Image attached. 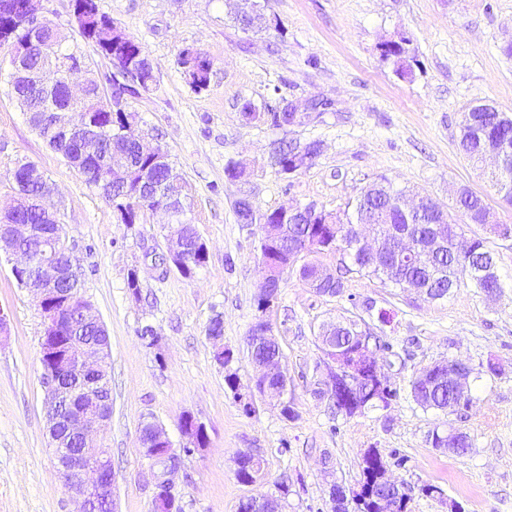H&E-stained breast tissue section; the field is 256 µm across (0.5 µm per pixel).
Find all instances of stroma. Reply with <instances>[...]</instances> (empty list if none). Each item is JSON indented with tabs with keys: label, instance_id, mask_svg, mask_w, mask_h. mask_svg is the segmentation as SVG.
Masks as SVG:
<instances>
[{
	"label": "stroma",
	"instance_id": "obj_1",
	"mask_svg": "<svg viewBox=\"0 0 512 512\" xmlns=\"http://www.w3.org/2000/svg\"><path fill=\"white\" fill-rule=\"evenodd\" d=\"M270 29L242 30L225 0H98L102 13L134 35L157 66L159 88L132 109L167 149L190 191L189 222L205 242L206 264L193 277L164 271L170 230L144 212L122 223L84 174L30 127L9 85L0 48V202L10 199L18 160L37 166L55 189L53 203L84 273L83 296L110 340L107 371L112 418L95 441L107 448L115 475L116 512H153L151 466L139 447L143 421L160 424L174 448L185 440L182 415L208 432L205 450L184 457L175 479L181 512H238L241 500L270 495L282 512H332L330 487L352 489L365 451L376 449L408 494V512H512V237L463 226L465 238L486 239L506 282L495 297L469 283L440 301L348 271L336 250L312 257L344 272L339 296L316 293L298 270L284 274L268 313L288 376L291 416L254 398L244 409L227 387V372L249 384L254 370L247 335L258 315L262 281L259 225L239 223L234 204L257 208L315 204L336 213L363 187L387 178L430 198L458 222L454 192L481 195L496 219L512 225L506 204L481 168L460 151L466 108L493 102L512 116V0H261ZM409 40L411 76L396 74L381 55L386 40ZM195 47L213 68L207 89L193 90L177 64ZM322 100L324 109L281 129L241 116L244 103L260 111L281 99ZM318 140L315 163L291 176L271 163L276 143ZM247 165L229 180V161ZM12 263L0 258V310L9 332L0 339V512H77L78 499L54 468L41 384L43 315L20 288ZM137 274L138 293L127 286ZM222 317L220 366L207 335ZM341 316L363 318L384 348L380 361L397 395L390 405L354 416L337 412L321 391L327 358L318 331ZM152 326L156 344L142 339ZM466 361L472 404L445 414L420 407L410 382L444 359ZM466 433L471 450L457 455L431 442L434 429ZM262 456L264 479L249 486L235 476V457ZM439 487L428 497L423 486Z\"/></svg>",
	"mask_w": 512,
	"mask_h": 512
}]
</instances>
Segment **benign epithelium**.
<instances>
[{"instance_id": "1", "label": "benign epithelium", "mask_w": 512, "mask_h": 512, "mask_svg": "<svg viewBox=\"0 0 512 512\" xmlns=\"http://www.w3.org/2000/svg\"><path fill=\"white\" fill-rule=\"evenodd\" d=\"M45 0H24L22 15L17 24H7L0 28V47L6 49L9 55L11 83L31 80L37 86L50 89L56 85L64 87L70 102L82 99L84 88L96 85L102 95V109L110 112L113 108L122 109L128 100L135 98L132 74L123 68L119 62L110 56L101 57L106 71L102 79L90 76L89 65L79 52L68 56H57V40L40 39L37 34L47 21L45 15ZM72 18L78 29L92 32L91 41L95 44L119 43L126 39V31L114 23L99 22L90 26L89 22L100 18L96 0H71ZM57 57L54 68L48 70L30 71L22 66V59L31 53ZM83 75L85 79L79 85H74V78ZM131 129L143 153L152 155L157 161L166 156V149L158 142H146L145 130L140 126L138 113H131ZM50 130L62 133L67 137H75L80 141L83 150L88 155L97 153L101 138V128L84 121H73L71 110L54 109ZM36 184L39 187L38 200L45 208V213L53 223H59L57 211L49 205L53 189L47 180L33 164L23 171L22 182L12 179L13 203L5 210L0 209V250L14 255L19 261L13 266L12 272L18 284L27 289L39 303L44 316V329L41 341L42 374L41 382L46 395V412L50 445L55 453V468L64 482L80 499L79 512H91L92 508L101 503L114 504V474L112 463L107 452L90 443L88 438L96 435L106 424L100 416V384L107 378L102 365L104 350L109 345V338H104L97 344L73 342L65 348L49 345V340L64 332L67 325L78 317L87 324L102 326L99 318L92 312L91 306L82 302L75 304L72 299L59 298L57 282L66 274L78 273L80 265L76 262L72 251L64 249L59 253L58 239L62 233L47 237L38 224H18L14 221L17 213L30 205L31 195L25 191V186ZM400 206L412 216L419 215L427 208L440 211L429 198L425 196L400 199ZM113 208L117 216L125 222L136 223L140 213L144 211L162 212L168 217V223L177 225L174 235L168 239V248L163 263L179 268V261H190L192 256L186 249L187 225L180 220L164 202H146L128 209L125 200L116 201ZM348 238L352 245L371 257H384L392 252L397 257L413 258L421 263L428 262L432 255L449 245L460 255L469 251V243L461 238L447 240L442 227H437L433 241L427 245L417 243L411 236L405 234L397 237H386L376 230L367 234L356 228L348 229ZM39 239L50 248V255L36 256L25 250L24 242ZM311 248V243L304 242L301 247L290 250L288 254L262 263L263 282L259 296L266 301V308L273 307L278 299V285L283 275L292 268L300 256ZM331 330L324 328L321 335L327 343L323 350L331 365L327 368V391L332 393L336 385L347 384L352 378L362 374V370L371 369L374 372L376 389L379 396L388 398L392 386L389 377L382 370L377 357V349L364 347L360 355L348 360L336 352V346L330 336ZM283 374L277 360L261 366L260 374L250 385V394L271 396L280 399L282 408L288 403L282 401L286 387L274 385L270 378ZM472 368L461 360L448 364V387L464 404L471 400L469 378ZM155 429V447L144 448L142 453L151 465L156 466L187 452V449L177 451L166 437L163 428L150 422ZM181 432L186 442L194 440V435L206 434L205 426L193 416H183L180 424ZM177 471H167L160 474L153 470L154 499L153 512H173L177 507L174 477Z\"/></svg>"}]
</instances>
